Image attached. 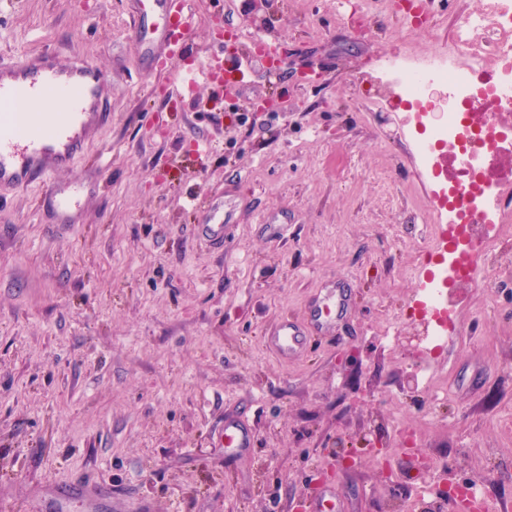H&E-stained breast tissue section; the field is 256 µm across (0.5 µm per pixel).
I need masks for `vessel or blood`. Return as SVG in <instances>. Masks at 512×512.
Wrapping results in <instances>:
<instances>
[{
    "label": "vessel or blood",
    "instance_id": "obj_1",
    "mask_svg": "<svg viewBox=\"0 0 512 512\" xmlns=\"http://www.w3.org/2000/svg\"><path fill=\"white\" fill-rule=\"evenodd\" d=\"M188 4L189 0H152L142 10L137 37L149 57L176 59L183 53ZM223 71V54H213L200 58L182 79L189 84L199 78L211 81L222 78ZM104 86L103 74L80 59L62 67L46 52L0 61V192L40 181L58 211L66 213L74 207L83 181L75 180L62 189L52 175L73 166L92 131L110 120V113L103 110ZM49 97L58 101V111L51 115L37 112V105ZM347 303L342 283L331 282L323 300L306 309L303 321L281 320L272 336L275 351L288 357L305 345L308 335H328ZM224 445L239 450L252 447L250 428L225 420Z\"/></svg>",
    "mask_w": 512,
    "mask_h": 512
}]
</instances>
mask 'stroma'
<instances>
[{
  "mask_svg": "<svg viewBox=\"0 0 512 512\" xmlns=\"http://www.w3.org/2000/svg\"><path fill=\"white\" fill-rule=\"evenodd\" d=\"M426 2L432 31L409 39L388 0H190L179 69L217 48V19L288 55L278 76L257 54L235 87L173 101L179 69L140 53L137 0H0V59L82 58L112 114L57 175L87 180L68 223L38 182L0 204V512H88L63 496L82 482L110 489L95 512H310L328 488L334 512L416 495L450 512L440 488L470 480L512 512V278L492 302L462 293L461 334L432 358L447 400L405 353L422 334L435 184L373 78L397 55L422 64L482 6ZM215 209L219 247L197 233ZM336 277L351 302L332 335L280 358L270 331ZM229 413L253 424L246 452L224 446ZM397 425L412 451L366 449Z\"/></svg>",
  "mask_w": 512,
  "mask_h": 512,
  "instance_id": "obj_1",
  "label": "stroma"
}]
</instances>
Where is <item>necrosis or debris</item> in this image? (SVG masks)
<instances>
[{"mask_svg": "<svg viewBox=\"0 0 512 512\" xmlns=\"http://www.w3.org/2000/svg\"><path fill=\"white\" fill-rule=\"evenodd\" d=\"M452 42V55L416 69L395 58L378 78L407 108L427 176L445 183L427 201L450 249L426 296V352L456 333L463 288L477 281L496 294L505 273L499 243L512 229V0H484L460 18Z\"/></svg>", "mask_w": 512, "mask_h": 512, "instance_id": "obj_1", "label": "necrosis or debris"}]
</instances>
